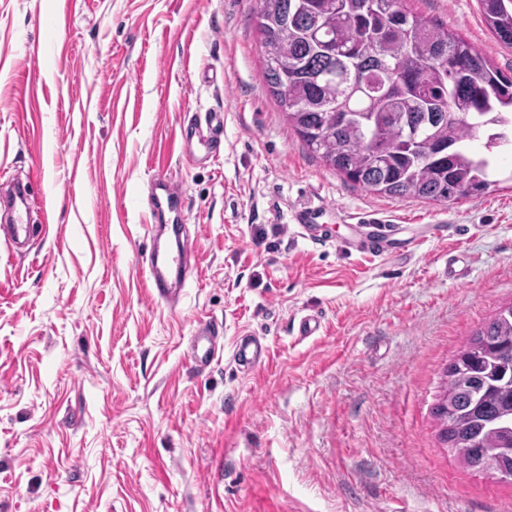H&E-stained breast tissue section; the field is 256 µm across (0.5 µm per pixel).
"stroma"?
I'll return each mask as SVG.
<instances>
[{"label": "stroma", "mask_w": 512, "mask_h": 512, "mask_svg": "<svg viewBox=\"0 0 512 512\" xmlns=\"http://www.w3.org/2000/svg\"><path fill=\"white\" fill-rule=\"evenodd\" d=\"M257 0H0V170L45 234L0 242V512H512L433 409L450 360L512 304V148L495 190L379 195L326 167L262 80ZM512 74L478 0H404ZM224 113L218 152L192 116ZM188 134L194 164L177 142ZM185 191L192 277L143 286L149 187ZM318 208L334 240L305 238ZM412 241L346 249L358 218ZM466 267L448 279V257ZM323 318L304 338L298 322ZM222 347L195 365L196 320ZM266 337L244 373L228 346Z\"/></svg>", "instance_id": "stroma-1"}]
</instances>
